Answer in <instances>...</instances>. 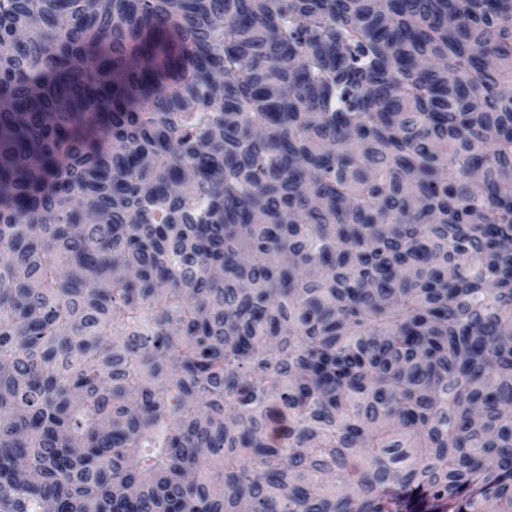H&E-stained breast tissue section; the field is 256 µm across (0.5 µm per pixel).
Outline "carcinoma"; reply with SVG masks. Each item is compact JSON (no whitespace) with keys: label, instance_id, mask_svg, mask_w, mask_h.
Returning <instances> with one entry per match:
<instances>
[{"label":"carcinoma","instance_id":"1","mask_svg":"<svg viewBox=\"0 0 512 512\" xmlns=\"http://www.w3.org/2000/svg\"><path fill=\"white\" fill-rule=\"evenodd\" d=\"M0 512H512V0H0Z\"/></svg>","mask_w":512,"mask_h":512}]
</instances>
